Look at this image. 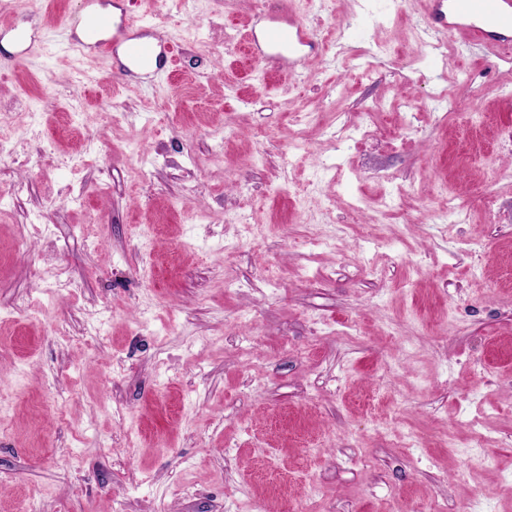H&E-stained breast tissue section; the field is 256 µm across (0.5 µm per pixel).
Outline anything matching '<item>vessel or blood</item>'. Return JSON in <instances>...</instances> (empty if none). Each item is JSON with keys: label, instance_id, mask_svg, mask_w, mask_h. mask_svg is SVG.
<instances>
[{"label": "vessel or blood", "instance_id": "vessel-or-blood-1", "mask_svg": "<svg viewBox=\"0 0 512 512\" xmlns=\"http://www.w3.org/2000/svg\"><path fill=\"white\" fill-rule=\"evenodd\" d=\"M428 26L435 31L464 33L471 43L494 52L512 46V0H424ZM107 20L86 15L83 35L69 44L71 51H106L111 43H122L131 67L149 69L171 52L170 47L127 35L125 29L108 33ZM315 46L309 29L290 13L270 16L264 35L266 56L300 68L308 50Z\"/></svg>", "mask_w": 512, "mask_h": 512}]
</instances>
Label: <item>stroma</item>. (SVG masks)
<instances>
[{
	"mask_svg": "<svg viewBox=\"0 0 512 512\" xmlns=\"http://www.w3.org/2000/svg\"><path fill=\"white\" fill-rule=\"evenodd\" d=\"M94 6L172 65L0 11V512H512V51L422 0ZM282 11L303 81L251 52ZM112 42H121L124 45L126 61L131 67L138 69L152 68L162 59H167L171 53V48L161 43L128 36L124 28H117L112 34Z\"/></svg>",
	"mask_w": 512,
	"mask_h": 512,
	"instance_id": "stroma-1",
	"label": "stroma"
}]
</instances>
